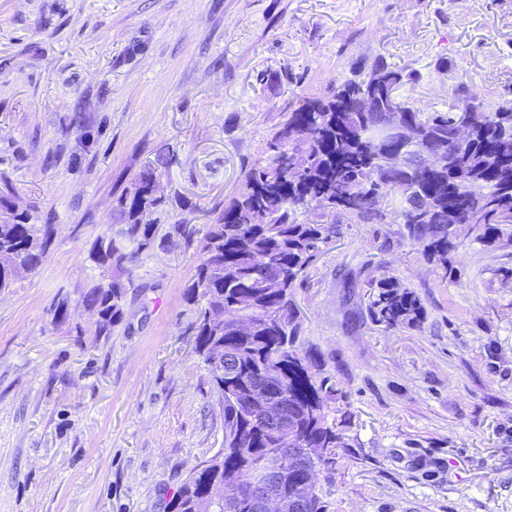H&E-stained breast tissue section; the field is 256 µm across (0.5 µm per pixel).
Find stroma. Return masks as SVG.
<instances>
[{
	"label": "stroma",
	"instance_id": "35a3bbf8",
	"mask_svg": "<svg viewBox=\"0 0 512 512\" xmlns=\"http://www.w3.org/2000/svg\"><path fill=\"white\" fill-rule=\"evenodd\" d=\"M380 58L416 107L447 110L458 84L496 103L512 0H0V180L55 227L0 294V512H165L223 448L183 298L201 238L288 112ZM164 152L155 247L97 335L88 251ZM399 231L343 223L296 288L349 439L327 512H512V246L464 235L444 280ZM384 268L420 296L421 327L371 321Z\"/></svg>",
	"mask_w": 512,
	"mask_h": 512
}]
</instances>
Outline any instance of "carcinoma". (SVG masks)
<instances>
[{"instance_id": "obj_1", "label": "carcinoma", "mask_w": 512, "mask_h": 512, "mask_svg": "<svg viewBox=\"0 0 512 512\" xmlns=\"http://www.w3.org/2000/svg\"><path fill=\"white\" fill-rule=\"evenodd\" d=\"M403 71L378 62L359 79L336 84L324 97L308 98L288 113L267 142V158L246 175L241 191L208 225L202 257L185 287L194 306L190 324L195 352L210 367L224 410V448L194 468L167 512H262L250 492L270 463L269 452L293 441L279 465L273 495L297 512H326L318 470L331 477L337 449L348 447L330 403L337 389L316 353L303 347L294 289L321 250L340 234L325 213L359 223L398 224L409 243L448 277V253L462 246L456 225L468 224L488 247L512 243V98L494 106L456 88L458 103L446 112H424L400 102L409 131L402 142L380 145L374 132L385 121ZM372 98L373 111L358 108ZM470 114L469 133L456 131L457 113ZM441 163L424 168L421 157ZM163 157L144 167L116 200L122 223L114 236H98L89 260L103 271L83 294L99 315L97 333L108 336L123 319L129 272L154 246L145 213L164 211L153 192ZM13 189L0 185V289L14 285V271L45 261L54 229L19 210ZM373 323L386 330L417 328L426 318L419 296L399 277L383 272L367 281ZM224 311L217 321L212 313ZM234 485L239 496L227 495Z\"/></svg>"}]
</instances>
